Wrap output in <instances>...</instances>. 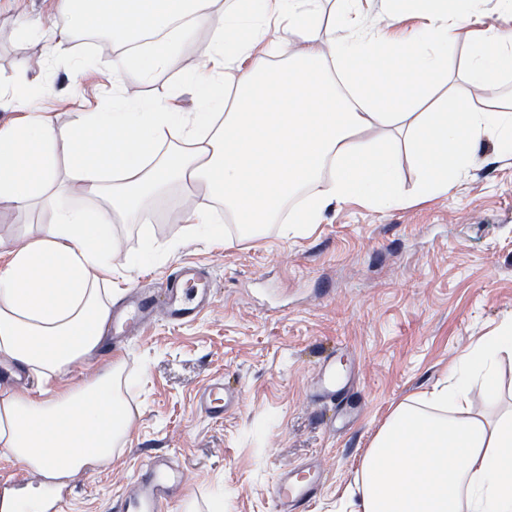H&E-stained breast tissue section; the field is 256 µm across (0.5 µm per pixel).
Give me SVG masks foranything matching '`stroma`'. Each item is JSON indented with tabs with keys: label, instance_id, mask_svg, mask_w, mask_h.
Returning a JSON list of instances; mask_svg holds the SVG:
<instances>
[{
	"label": "stroma",
	"instance_id": "stroma-1",
	"mask_svg": "<svg viewBox=\"0 0 512 512\" xmlns=\"http://www.w3.org/2000/svg\"><path fill=\"white\" fill-rule=\"evenodd\" d=\"M56 0H0V77L42 50L23 26L50 27ZM75 71L60 56L35 74L44 92L33 104L65 123L72 95L101 103L112 93L108 47L84 50ZM133 96H176L198 111L195 86L180 69L143 81L121 73ZM485 157L448 196L375 211L357 203L328 209L301 237L282 238L270 225L258 240L231 247L183 235L178 194L155 202L145 224H117L124 247L151 234L160 250L144 268L112 266V295L160 283L172 267L193 262L215 281L211 307L193 323L159 320L115 352L137 377L133 420L111 463L74 481L65 512H112L149 455L177 450L187 480L169 512L191 500L212 512H275L270 489L279 474L318 460L325 476L309 512H348L346 490L373 436L394 407L443 379L453 360L512 318V158ZM176 249H166L171 239ZM335 354L355 372L357 415L330 427V412L311 400L322 359ZM223 379L239 405L213 420L197 391Z\"/></svg>",
	"mask_w": 512,
	"mask_h": 512
}]
</instances>
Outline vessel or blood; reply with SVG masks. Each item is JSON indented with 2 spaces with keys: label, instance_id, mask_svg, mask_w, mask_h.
<instances>
[{
  "label": "vessel or blood",
  "instance_id": "vessel-or-blood-1",
  "mask_svg": "<svg viewBox=\"0 0 512 512\" xmlns=\"http://www.w3.org/2000/svg\"><path fill=\"white\" fill-rule=\"evenodd\" d=\"M213 282L193 265L175 268L160 285L117 299L112 304V343L126 346L133 335L149 324L156 313H163L174 325L195 321L212 304ZM353 382L352 376L340 374L332 359H325L313 382V397L319 402H335ZM238 401L234 389L213 380L198 394V407L212 419L223 418ZM323 478L319 466L304 468L302 473H281L271 487L276 512H305ZM184 472L175 456L162 453L148 458L130 491L113 505L114 512H166L184 487Z\"/></svg>",
  "mask_w": 512,
  "mask_h": 512
}]
</instances>
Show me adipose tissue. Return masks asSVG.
<instances>
[{"label":"adipose tissue","instance_id":"adipose-tissue-1","mask_svg":"<svg viewBox=\"0 0 512 512\" xmlns=\"http://www.w3.org/2000/svg\"><path fill=\"white\" fill-rule=\"evenodd\" d=\"M58 0L71 22L28 26L40 55L7 80L22 115L0 127V213L37 210L45 220L0 236V359L48 381L89 365L112 314V262L141 267L153 238L118 254L113 222L144 224L151 202L180 188L191 205L184 232L232 239L215 217L223 205L240 237L268 225L307 233L333 205L387 210L448 194L478 159L484 140L512 156V102L497 101L512 78V32L488 22L484 0H386L410 30L372 26L370 0ZM474 24L472 35L459 34ZM210 35L202 63L184 70L200 108L176 97L142 99L113 82L108 111L75 95L69 123L32 108L31 73L43 71L78 33L113 43L158 34L148 58L122 55L114 71L144 79L178 67L189 29ZM489 101L460 100L448 57ZM237 72L226 82L225 70ZM419 178L405 190L399 149ZM512 354V319L459 354L447 377L399 403L373 438L350 512H512V409L475 412L480 389L498 401V364ZM123 362L76 385L39 395L0 383V457L22 463L28 494L0 512H44L48 487L111 461L133 419Z\"/></svg>","mask_w":512,"mask_h":512}]
</instances>
